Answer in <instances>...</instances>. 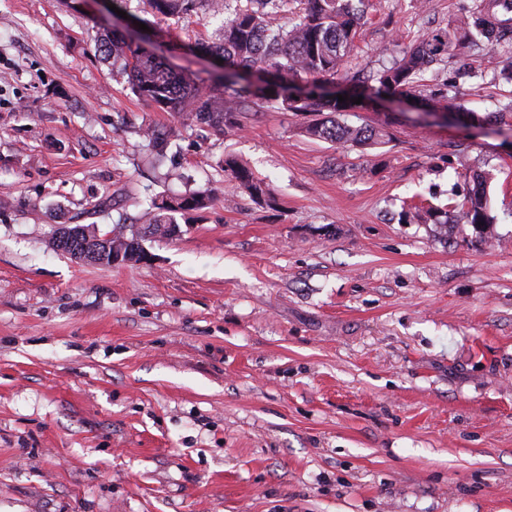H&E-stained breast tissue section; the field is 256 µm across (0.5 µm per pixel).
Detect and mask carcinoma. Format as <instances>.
Returning <instances> with one entry per match:
<instances>
[{
	"label": "carcinoma",
	"mask_w": 512,
	"mask_h": 512,
	"mask_svg": "<svg viewBox=\"0 0 512 512\" xmlns=\"http://www.w3.org/2000/svg\"><path fill=\"white\" fill-rule=\"evenodd\" d=\"M157 20L191 17L200 11L226 15L224 27L211 43L200 49L223 59L224 73L205 81L178 72L143 53L120 37L100 39V48L112 59V69L127 77L131 91L142 101L162 112H173L186 126H205L222 134L241 127L244 113L277 103L290 112H322L329 109L333 118L316 122L308 133L330 142H350L374 147L381 144L382 133L374 127H357L337 119L356 107L351 100L310 92L300 96L295 81L305 75L313 81L330 82L336 78L355 80L350 72V52L363 15L353 0H297L302 11L297 19L282 27L270 25L269 19L284 11L292 0H249L242 8L239 0H140ZM512 24V0H474L472 6L456 14L448 29L432 32L415 41L396 56L390 65L374 76L375 95L417 93L421 73L443 55L463 48L470 42L488 45L496 42V25ZM144 137L158 160L166 157L170 132L148 128ZM239 189L255 200L270 196L268 185L246 166L232 158L224 160ZM473 187L456 203L457 220L471 225L483 240L494 238L496 219L492 215L486 192V177L472 176ZM215 199L209 188L190 190L172 199L152 201L143 230L150 228L167 238L164 229L176 223L177 209L198 210ZM60 252L74 257L79 252L84 262L112 266L105 246L89 243L80 234L69 237Z\"/></svg>",
	"instance_id": "1"
}]
</instances>
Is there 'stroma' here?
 Instances as JSON below:
<instances>
[{"instance_id":"35a3bbf8","label":"stroma","mask_w":512,"mask_h":512,"mask_svg":"<svg viewBox=\"0 0 512 512\" xmlns=\"http://www.w3.org/2000/svg\"><path fill=\"white\" fill-rule=\"evenodd\" d=\"M467 0H365L351 53ZM112 0H0V512H512V85L476 47L433 65L486 118L399 102L345 116L381 147L308 137L319 113L268 104L224 135L138 99L96 39ZM221 18L163 20L154 52L191 76ZM173 129L164 170L142 132ZM234 157L270 184L256 201ZM489 173L496 238L442 229ZM217 188L152 259L55 251L56 225L142 224L153 198ZM224 171L236 182L239 189H243L250 197L255 200H265L270 197L268 185L246 166L238 163L235 159L227 158L224 160Z\"/></svg>"}]
</instances>
